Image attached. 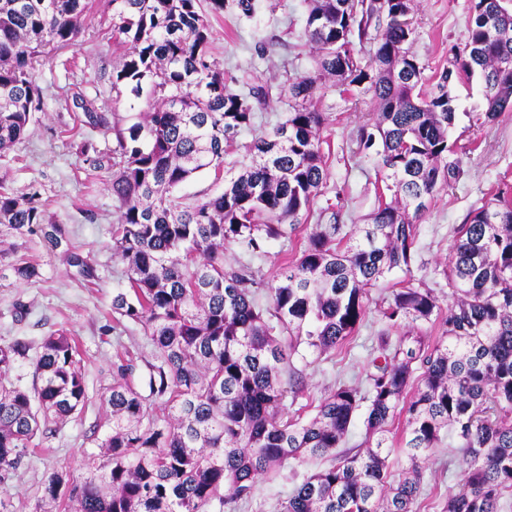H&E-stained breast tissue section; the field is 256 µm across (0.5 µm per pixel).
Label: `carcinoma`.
<instances>
[{
  "label": "carcinoma",
  "mask_w": 512,
  "mask_h": 512,
  "mask_svg": "<svg viewBox=\"0 0 512 512\" xmlns=\"http://www.w3.org/2000/svg\"><path fill=\"white\" fill-rule=\"evenodd\" d=\"M234 2L244 15L252 0H112V29L124 53L112 90L154 107L126 119L106 105L72 95L91 131L112 133V153L92 164L105 174L117 212L113 254L126 263L129 288L112 295L116 324L141 326L153 345L143 388L137 366L118 357L105 401L111 431L101 456L74 478L53 472L40 485L41 504L75 512H212L251 499L257 480L289 460L330 455L349 431L361 397L340 385L310 420L284 418L300 388L283 379L300 350L341 349L368 315L366 288L396 268H410L419 219L434 195L464 174L446 161L456 112L450 86L479 73L485 116L512 112V6L476 0L463 54L448 60L436 91L417 92L423 67L411 52L410 0H309L305 35L318 52L313 76L288 79L289 112L248 146L251 164L224 176V190L182 205L175 190L198 173H220L224 155L256 118L247 96L228 91L211 60L208 16ZM84 0H0V151L25 139L45 100L36 59L70 47L80 32ZM386 24H381V18ZM375 28L370 70L356 43ZM370 83L374 122L359 128V148L379 146L378 167L392 200L359 230L317 224L304 248L273 280L251 261L267 244L291 238L322 195L326 179L320 132L329 120L309 107L318 83ZM0 229L38 235L63 248L69 266L91 280L90 254L51 222L38 191L14 192L0 181ZM240 245L250 261L224 266V247ZM16 279L41 277L40 264L13 265ZM453 304L442 314L433 289L403 286L380 309L376 372L368 376L364 426L374 445L346 454L294 486L279 512H416L422 454L445 431L456 438L464 483L448 491L444 512H501L512 490V202L494 198L458 229L450 253ZM431 323L441 336L390 345L387 331L403 322ZM32 343L0 344V488L52 423L80 413L86 389L78 341L59 330L44 337L31 388L9 379ZM408 415L401 451L413 477L388 481L389 423Z\"/></svg>",
  "instance_id": "cac0c4a2"
}]
</instances>
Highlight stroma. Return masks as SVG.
Returning <instances> with one entry per match:
<instances>
[{
  "mask_svg": "<svg viewBox=\"0 0 512 512\" xmlns=\"http://www.w3.org/2000/svg\"><path fill=\"white\" fill-rule=\"evenodd\" d=\"M412 7L416 28L412 50L424 67L420 93L426 96L436 74L448 65L449 48L463 47L474 0H413ZM306 12L307 0H258L252 16L229 8L223 16L210 18L212 55L225 71L228 88L245 95L251 86L266 84L274 92L268 106L258 110L253 127L241 132L239 148L225 155V169H238L246 161L244 144L287 119L288 99L283 95L287 76L314 71L316 51L303 36ZM260 41L266 49L261 57L254 51ZM118 53L108 0H86L75 44L43 55L37 64L45 111L36 113L22 143L0 154V179L20 192L36 187L47 215L66 228L71 244L91 255L96 269L95 280L84 281L60 251L50 250L34 235L8 236L0 242V343L24 336L37 345L57 330L76 336L84 350L87 392L81 415L46 432L35 453L24 458L6 491L0 493L5 504L0 512H35L40 481L54 471H67L77 478L84 475L85 459L98 453L110 432L103 396L112 383L116 341H123L142 360L150 359L153 351L141 327L123 334L113 328L112 293L127 285L126 264L112 253L117 214L101 176L76 151L83 127L71 96L79 90L90 99L111 96ZM452 93L457 118L450 141L463 160L464 176L437 193L419 219L417 258L410 269L394 270L369 290V313L349 344L318 357L292 358L290 368L297 373L301 392L289 406V415L309 417L321 397L343 384L367 394V376L378 354L377 334L383 327L380 305L394 289L409 282L432 288L440 306L448 307L452 290L442 271L457 227L491 194H512V112L486 121L483 86L475 76L461 77ZM314 104L330 117L322 133L325 194L314 208L322 212L326 224H366L379 200L390 196L375 151L358 150L359 128L374 119L368 87L363 84L344 92L329 78L317 90ZM21 258L40 264L38 281L16 279L11 265ZM20 302L29 310L19 319L15 306ZM327 465L322 458L289 461L275 479H259L251 501L231 505L224 512H277L280 500L296 484ZM422 466L421 512H443L449 490L459 489L464 480L456 441L443 438L424 453Z\"/></svg>",
  "mask_w": 512,
  "mask_h": 512,
  "instance_id": "1",
  "label": "stroma"
}]
</instances>
